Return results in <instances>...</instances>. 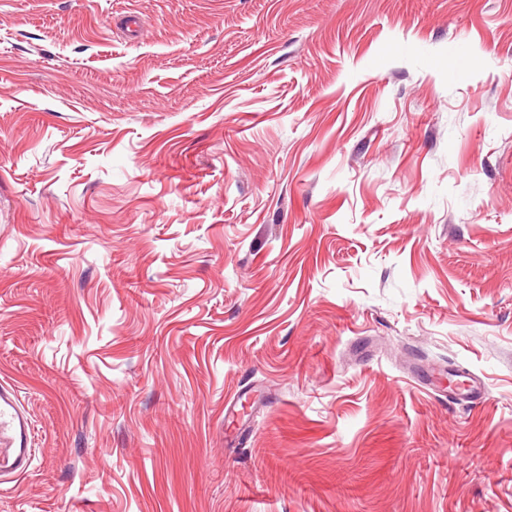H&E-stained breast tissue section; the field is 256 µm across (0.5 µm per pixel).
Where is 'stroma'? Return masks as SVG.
<instances>
[{"label": "stroma", "instance_id": "35a3bbf8", "mask_svg": "<svg viewBox=\"0 0 512 512\" xmlns=\"http://www.w3.org/2000/svg\"><path fill=\"white\" fill-rule=\"evenodd\" d=\"M0 512H512V0H0ZM33 425L19 403L14 386L0 382V484L28 471L32 456ZM9 481V482H12Z\"/></svg>", "mask_w": 512, "mask_h": 512}]
</instances>
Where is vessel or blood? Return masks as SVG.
<instances>
[{"instance_id":"obj_1","label":"vessel or blood","mask_w":512,"mask_h":512,"mask_svg":"<svg viewBox=\"0 0 512 512\" xmlns=\"http://www.w3.org/2000/svg\"><path fill=\"white\" fill-rule=\"evenodd\" d=\"M33 425L14 386L0 382V484L16 480L29 468Z\"/></svg>"}]
</instances>
